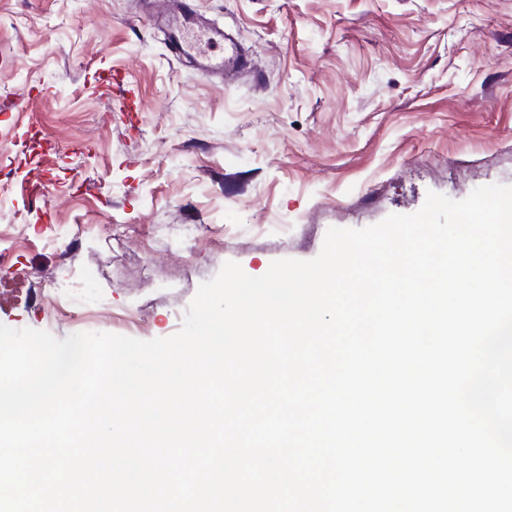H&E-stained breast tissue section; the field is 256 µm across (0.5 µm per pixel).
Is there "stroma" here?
<instances>
[{
  "mask_svg": "<svg viewBox=\"0 0 512 512\" xmlns=\"http://www.w3.org/2000/svg\"><path fill=\"white\" fill-rule=\"evenodd\" d=\"M189 2L259 80L176 59L177 0H0V324L169 337L225 262L512 185V0Z\"/></svg>",
  "mask_w": 512,
  "mask_h": 512,
  "instance_id": "1",
  "label": "stroma"
}]
</instances>
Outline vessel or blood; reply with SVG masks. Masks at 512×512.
<instances>
[{"label":"vessel or blood","mask_w":512,"mask_h":512,"mask_svg":"<svg viewBox=\"0 0 512 512\" xmlns=\"http://www.w3.org/2000/svg\"><path fill=\"white\" fill-rule=\"evenodd\" d=\"M163 25L178 54L195 62L205 74L224 67L247 68L248 59L234 40L228 39L219 26L196 20L188 0L177 13L164 18Z\"/></svg>","instance_id":"b4317fda"}]
</instances>
